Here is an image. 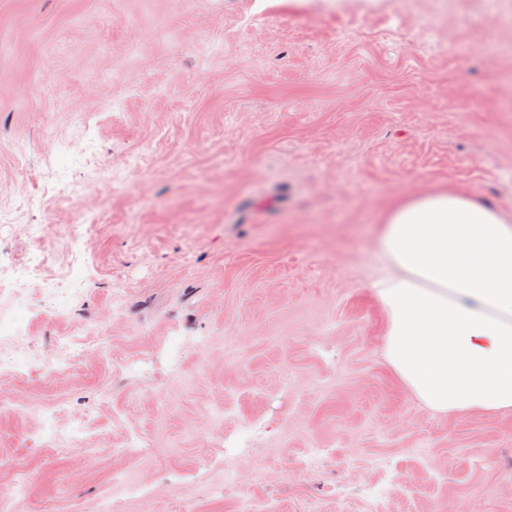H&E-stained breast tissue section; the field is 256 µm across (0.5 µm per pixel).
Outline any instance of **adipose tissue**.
Masks as SVG:
<instances>
[{
  "label": "adipose tissue",
  "mask_w": 512,
  "mask_h": 512,
  "mask_svg": "<svg viewBox=\"0 0 512 512\" xmlns=\"http://www.w3.org/2000/svg\"><path fill=\"white\" fill-rule=\"evenodd\" d=\"M386 359L432 410H512V218L448 189L387 212Z\"/></svg>",
  "instance_id": "1"
}]
</instances>
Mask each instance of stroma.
Returning <instances> with one entry per match:
<instances>
[{"label": "stroma", "mask_w": 512, "mask_h": 512, "mask_svg": "<svg viewBox=\"0 0 512 512\" xmlns=\"http://www.w3.org/2000/svg\"><path fill=\"white\" fill-rule=\"evenodd\" d=\"M438 188L512 216V0H0V278L45 260L0 496L512 512V411L384 357V216Z\"/></svg>", "instance_id": "stroma-1"}]
</instances>
